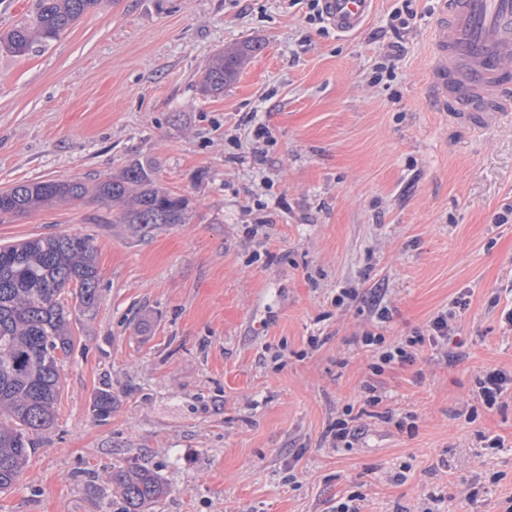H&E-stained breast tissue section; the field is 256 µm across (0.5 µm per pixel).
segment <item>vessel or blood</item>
<instances>
[{"instance_id": "1", "label": "vessel or blood", "mask_w": 512, "mask_h": 512, "mask_svg": "<svg viewBox=\"0 0 512 512\" xmlns=\"http://www.w3.org/2000/svg\"><path fill=\"white\" fill-rule=\"evenodd\" d=\"M374 0H325L329 23L359 31ZM428 84L438 110L455 120L489 124L493 112L475 102L512 100V0H442L430 33Z\"/></svg>"}]
</instances>
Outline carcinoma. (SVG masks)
I'll list each match as a JSON object with an SVG mask.
<instances>
[{
	"label": "carcinoma",
	"instance_id": "cac0c4a2",
	"mask_svg": "<svg viewBox=\"0 0 512 512\" xmlns=\"http://www.w3.org/2000/svg\"><path fill=\"white\" fill-rule=\"evenodd\" d=\"M101 0H38L34 14L3 34L0 52L28 54L38 43L58 38ZM258 44L224 48L206 69L203 89L218 93L233 82ZM93 198L112 204V223L153 229L182 224L190 199L157 184L153 161L125 166L112 176L92 180H42L0 191V217L36 211L48 204ZM100 271L87 237L64 233L0 245V491L22 476L36 440L52 428L60 393L61 358L71 354L74 336L67 297L86 314L99 302ZM96 416L112 410V388L102 390ZM112 487L124 512H145L168 487L138 464L112 473Z\"/></svg>",
	"mask_w": 512,
	"mask_h": 512
}]
</instances>
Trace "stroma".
<instances>
[{
	"label": "stroma",
	"instance_id": "1",
	"mask_svg": "<svg viewBox=\"0 0 512 512\" xmlns=\"http://www.w3.org/2000/svg\"><path fill=\"white\" fill-rule=\"evenodd\" d=\"M440 2L411 0L397 37L399 0L356 34L289 0H102L28 55L0 52V189L150 159L192 202L146 234L93 200L0 220V243L89 237L101 273L55 424L0 512H122L109 478L131 461L170 488L148 512H336L354 495L364 512H512V396L488 410L477 387L512 372V114L478 128L430 106ZM243 42L260 49L236 81L203 92ZM462 294L457 343L372 374L364 332L405 342Z\"/></svg>",
	"mask_w": 512,
	"mask_h": 512
}]
</instances>
